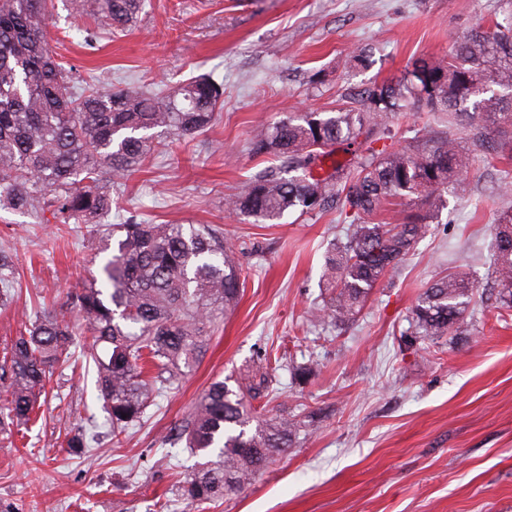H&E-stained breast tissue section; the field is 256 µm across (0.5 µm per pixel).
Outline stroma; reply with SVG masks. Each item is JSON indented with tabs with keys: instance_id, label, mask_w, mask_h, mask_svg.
<instances>
[{
	"instance_id": "35a3bbf8",
	"label": "stroma",
	"mask_w": 512,
	"mask_h": 512,
	"mask_svg": "<svg viewBox=\"0 0 512 512\" xmlns=\"http://www.w3.org/2000/svg\"><path fill=\"white\" fill-rule=\"evenodd\" d=\"M50 45L100 84L169 88L213 74L224 104L204 134L173 141L128 182V211L154 224H213L244 244L250 276L216 325L208 349L149 419L113 440L84 355L94 338L75 337L36 420L0 433V512H184L177 483L196 462L161 439L216 380L278 357L279 403L307 426L288 450L238 495L204 512H512V317L485 294L486 260L499 210L492 168L476 162L448 189V207L399 268L376 285L352 324L314 321L329 299L325 255L347 225L338 212L289 214L258 224L225 206L254 173V129L288 113L325 112L341 94L399 78L418 57L447 54L477 19L501 15L503 0H146L121 37L54 0ZM369 49L367 66L346 54ZM100 238L79 224L0 210V251L21 276V297L0 302V346L27 316L60 308L79 275L101 262ZM450 271L477 285L466 311L469 339L450 347L414 339L411 310L431 281ZM318 361L296 383L288 366ZM83 428L92 443L76 454L65 435Z\"/></svg>"
}]
</instances>
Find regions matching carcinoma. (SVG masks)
Wrapping results in <instances>:
<instances>
[{"label":"carcinoma","instance_id":"obj_1","mask_svg":"<svg viewBox=\"0 0 512 512\" xmlns=\"http://www.w3.org/2000/svg\"><path fill=\"white\" fill-rule=\"evenodd\" d=\"M76 12L124 31L145 0H70ZM53 0H0V209L33 210L55 224H100L112 217V193L154 153L167 150L152 131L178 138L205 132L216 120L224 89L210 74L169 92L135 86L103 88L79 79L54 55L46 36ZM433 112L459 124L484 116L471 144L440 135L430 122L406 148H368L349 168L316 178L311 166L335 145L378 141L388 115ZM249 151L272 155L277 168L252 175L226 199L228 209L277 223L290 212L321 215L337 208L346 241L331 243L332 296L319 321L349 324L374 286L404 260L448 206V187L480 159L495 168L512 162V9L457 40L448 55L421 59L398 80L356 91L330 112L288 115L256 131ZM401 207V221L380 216ZM97 272L68 293L66 312H45L5 347L0 431L26 425L68 355L76 323L93 330L86 356L96 369L112 435L146 415L156 398L178 386L184 369L206 350L218 319L235 303L248 272L217 225L149 224L132 215L108 228ZM494 301L512 310V209L493 228ZM15 271L0 255V291ZM474 281L450 272L419 295L411 311L414 335L435 340L465 332ZM272 368L216 380L168 438L197 457L177 488L188 509L241 492L275 457L295 447L306 425L295 415L266 419L249 401L274 391Z\"/></svg>","mask_w":512,"mask_h":512}]
</instances>
